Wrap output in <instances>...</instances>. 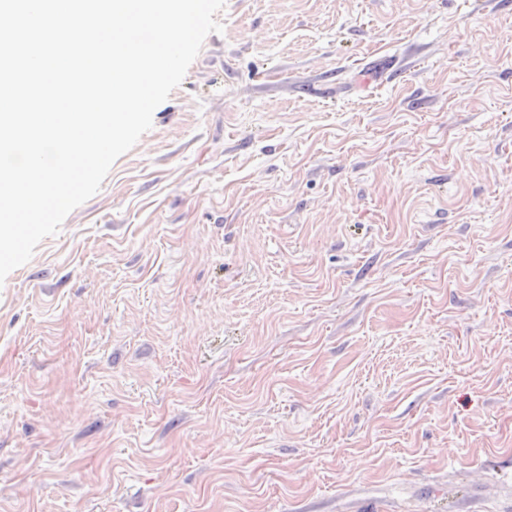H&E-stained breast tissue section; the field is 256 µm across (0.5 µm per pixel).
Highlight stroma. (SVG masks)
<instances>
[{
	"label": "stroma",
	"mask_w": 512,
	"mask_h": 512,
	"mask_svg": "<svg viewBox=\"0 0 512 512\" xmlns=\"http://www.w3.org/2000/svg\"><path fill=\"white\" fill-rule=\"evenodd\" d=\"M217 19L0 284V512H512V7Z\"/></svg>",
	"instance_id": "obj_1"
}]
</instances>
